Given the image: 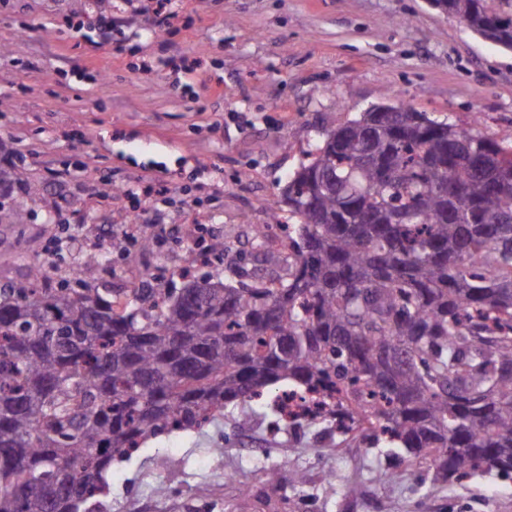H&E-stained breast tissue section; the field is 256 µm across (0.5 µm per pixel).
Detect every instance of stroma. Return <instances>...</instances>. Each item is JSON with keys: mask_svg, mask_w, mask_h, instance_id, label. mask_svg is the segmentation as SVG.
Segmentation results:
<instances>
[{"mask_svg": "<svg viewBox=\"0 0 512 512\" xmlns=\"http://www.w3.org/2000/svg\"><path fill=\"white\" fill-rule=\"evenodd\" d=\"M165 34L151 0H0V138L38 194L1 202L0 286L52 259L57 277L90 253L97 288L130 269L183 287L197 241H224L213 274L258 267L252 225L284 237L282 191L324 131L401 102L512 146V49L428 0H179ZM113 17L100 43L98 16ZM163 194L147 195L149 185ZM139 214L151 250L123 236ZM171 229L153 239V225ZM258 415L240 432L242 411ZM259 405H228L200 430L150 438L113 465L104 512H512V479L430 487L425 465L389 478L384 449L330 447L318 428L273 430ZM223 454H216V447ZM286 468L279 484L264 467ZM306 483L293 488L291 471ZM336 475L328 488L327 472ZM235 473V481L224 478ZM358 486L360 496L347 495Z\"/></svg>", "mask_w": 512, "mask_h": 512, "instance_id": "35a3bbf8", "label": "stroma"}]
</instances>
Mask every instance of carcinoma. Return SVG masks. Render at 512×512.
Listing matches in <instances>:
<instances>
[{"label": "carcinoma", "mask_w": 512, "mask_h": 512, "mask_svg": "<svg viewBox=\"0 0 512 512\" xmlns=\"http://www.w3.org/2000/svg\"><path fill=\"white\" fill-rule=\"evenodd\" d=\"M473 32L512 0H446ZM323 134L283 196L285 275L145 279L112 299L41 265L0 289V512H81L150 437L273 387L332 400L329 438L425 463L435 485L512 478V149L404 104ZM224 254V241L188 263Z\"/></svg>", "instance_id": "obj_1"}]
</instances>
